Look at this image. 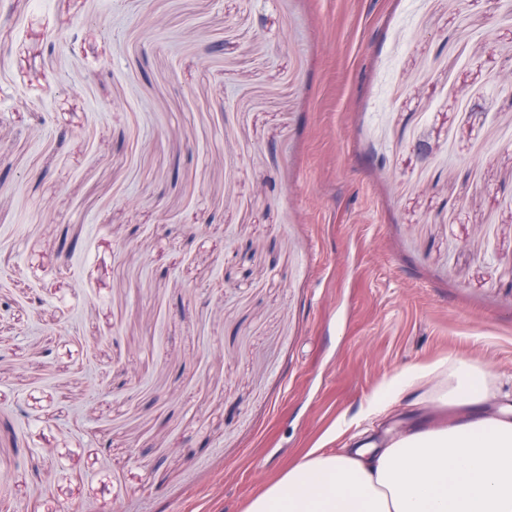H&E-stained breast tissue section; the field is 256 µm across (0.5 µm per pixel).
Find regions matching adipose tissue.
I'll use <instances>...</instances> for the list:
<instances>
[{
  "label": "adipose tissue",
  "mask_w": 512,
  "mask_h": 512,
  "mask_svg": "<svg viewBox=\"0 0 512 512\" xmlns=\"http://www.w3.org/2000/svg\"><path fill=\"white\" fill-rule=\"evenodd\" d=\"M490 374L457 361L391 377L361 420L409 396L420 407L438 403L448 422L420 411L385 447L361 432L344 452L310 449L246 512H512V409L490 407Z\"/></svg>",
  "instance_id": "ef3b65f1"
}]
</instances>
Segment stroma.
<instances>
[{
	"label": "stroma",
	"mask_w": 512,
	"mask_h": 512,
	"mask_svg": "<svg viewBox=\"0 0 512 512\" xmlns=\"http://www.w3.org/2000/svg\"><path fill=\"white\" fill-rule=\"evenodd\" d=\"M0 2V512H244L397 372L512 392V0Z\"/></svg>",
	"instance_id": "stroma-1"
}]
</instances>
